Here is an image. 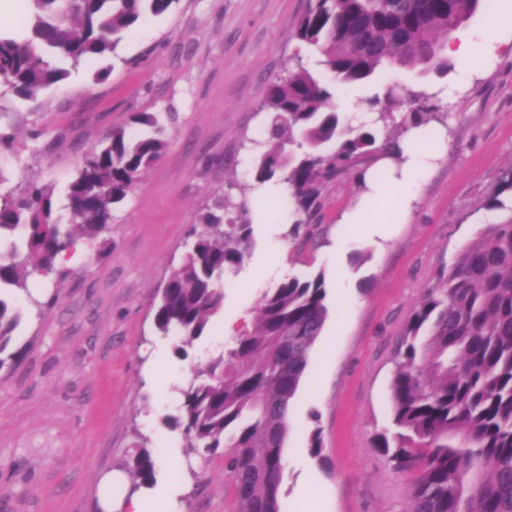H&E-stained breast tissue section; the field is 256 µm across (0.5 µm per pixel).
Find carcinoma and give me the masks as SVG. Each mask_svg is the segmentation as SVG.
<instances>
[{"instance_id":"obj_1","label":"carcinoma","mask_w":512,"mask_h":512,"mask_svg":"<svg viewBox=\"0 0 512 512\" xmlns=\"http://www.w3.org/2000/svg\"><path fill=\"white\" fill-rule=\"evenodd\" d=\"M25 29L0 34V84L35 101L90 57L113 52L124 33L178 0H28ZM481 0H307L296 37L318 54L329 80L304 68L271 83L262 110L265 139L256 143L254 182L283 187L289 237L300 246L312 230L326 183L377 148L375 124H344L333 85H356L388 65L447 66L443 42ZM422 90L389 96L405 111L397 135L429 122L435 106ZM158 115L134 112L88 150L56 215L53 190L27 183L0 192V370L10 351L21 296L34 275L56 277L59 258L76 253L112 224L114 207L161 157ZM294 149L284 150L285 143ZM248 200L224 197L206 206L188 232L190 244L161 290L154 326L180 337L176 353L206 332L224 307L223 281L238 272L251 246ZM325 278L281 282L260 299L257 325L236 336L182 390L176 419L187 447L224 449V480L236 512H282V447L289 405L309 352L328 317ZM392 428L375 449L412 476L410 512H512V219L487 224L418 301L395 353ZM132 491L153 482L155 460L140 447L130 464Z\"/></svg>"}]
</instances>
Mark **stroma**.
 I'll return each mask as SVG.
<instances>
[{"mask_svg":"<svg viewBox=\"0 0 512 512\" xmlns=\"http://www.w3.org/2000/svg\"><path fill=\"white\" fill-rule=\"evenodd\" d=\"M306 0H177L128 30L112 55L91 58L37 101L0 97V125L18 142L0 152L10 185L36 182L62 199L83 155L134 112L168 118L161 159L140 177L108 229L63 265L61 287L30 278L40 300L20 302L13 349L0 369V512H104L99 493L129 495L127 463L147 447L155 481L138 495L144 512H231L224 456L191 452L172 424L181 388L195 372L253 330L262 295L285 279L324 274L328 321L290 403L283 446L284 512H409V482L374 448L391 420L393 355L426 288L488 224L512 219V39L494 62L452 58L444 73L400 66L336 91L351 117H373L368 99L408 86L436 93L428 125L443 142L413 191L409 218L386 239L365 240L339 224L371 172L377 213L389 219L402 190L395 165L375 153L322 192V222L306 247L288 238L279 187L251 198L253 244L227 282L224 307L206 333L174 353L153 326L157 291L186 251L205 205L251 182L255 141L269 84L294 57L313 72L316 54L295 37ZM103 81H95L100 68ZM39 130L29 138V130ZM323 452L310 454L312 435Z\"/></svg>","mask_w":512,"mask_h":512,"instance_id":"stroma-1","label":"stroma"}]
</instances>
